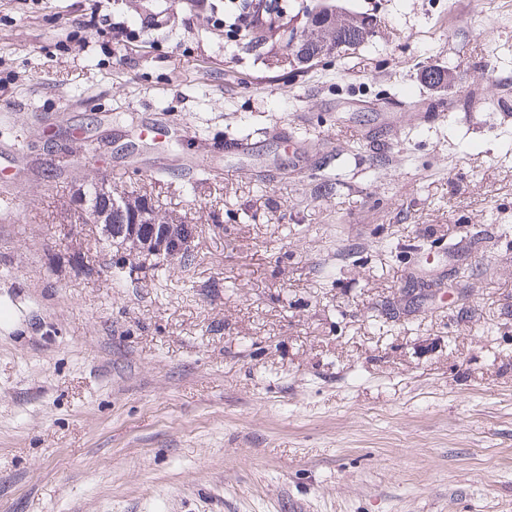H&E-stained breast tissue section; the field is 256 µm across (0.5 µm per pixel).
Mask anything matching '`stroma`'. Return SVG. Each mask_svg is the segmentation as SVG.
I'll list each match as a JSON object with an SVG mask.
<instances>
[{
	"mask_svg": "<svg viewBox=\"0 0 512 512\" xmlns=\"http://www.w3.org/2000/svg\"><path fill=\"white\" fill-rule=\"evenodd\" d=\"M224 3L0 0V512H512V0L309 67ZM91 179L199 265L75 264Z\"/></svg>",
	"mask_w": 512,
	"mask_h": 512,
	"instance_id": "stroma-1",
	"label": "stroma"
}]
</instances>
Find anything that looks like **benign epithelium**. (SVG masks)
Masks as SVG:
<instances>
[{"label": "benign epithelium", "mask_w": 512, "mask_h": 512, "mask_svg": "<svg viewBox=\"0 0 512 512\" xmlns=\"http://www.w3.org/2000/svg\"><path fill=\"white\" fill-rule=\"evenodd\" d=\"M153 217L150 204L145 201L132 223L123 226L105 224L98 209L84 204L76 211L75 223H94L105 233L122 238L118 245L119 253L136 266L134 272L137 273L150 264L175 263L195 251L196 225L184 224L172 218L155 224Z\"/></svg>", "instance_id": "1"}]
</instances>
